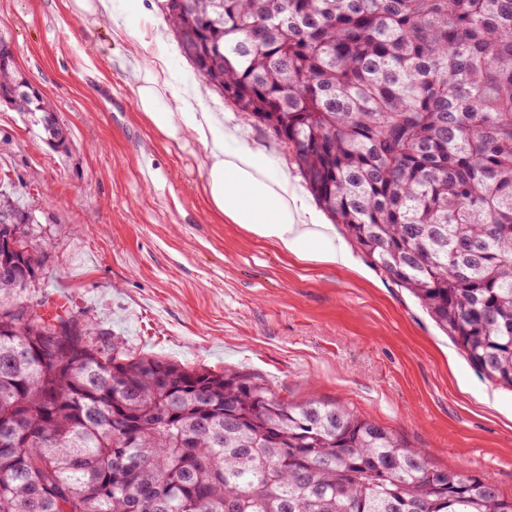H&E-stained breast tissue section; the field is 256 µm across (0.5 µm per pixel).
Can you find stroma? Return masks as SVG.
<instances>
[{"instance_id":"obj_1","label":"stroma","mask_w":512,"mask_h":512,"mask_svg":"<svg viewBox=\"0 0 512 512\" xmlns=\"http://www.w3.org/2000/svg\"><path fill=\"white\" fill-rule=\"evenodd\" d=\"M65 3L0 0V37L68 132L54 143L38 115L0 105V186L26 205L19 232L41 251L20 300H45L50 316L66 309L139 355L240 368L294 404L347 403L435 466L476 471L512 497V391L479 375L362 251L355 271L292 261L213 215L204 146L165 138L137 110L135 74L150 53ZM116 5L168 46L174 77L196 79L163 0ZM201 106L239 126L313 203L271 132L220 91L203 90Z\"/></svg>"}]
</instances>
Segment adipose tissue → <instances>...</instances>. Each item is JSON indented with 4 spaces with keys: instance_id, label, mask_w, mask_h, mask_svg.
Returning <instances> with one entry per match:
<instances>
[{
    "instance_id": "adipose-tissue-1",
    "label": "adipose tissue",
    "mask_w": 512,
    "mask_h": 512,
    "mask_svg": "<svg viewBox=\"0 0 512 512\" xmlns=\"http://www.w3.org/2000/svg\"><path fill=\"white\" fill-rule=\"evenodd\" d=\"M164 55L136 78V106L163 136H192L208 152L204 193L210 211L273 245L287 258L349 269L357 262L332 225L321 221L290 186L287 171L270 166L237 127L212 112L198 111V95L163 78Z\"/></svg>"
}]
</instances>
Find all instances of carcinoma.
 <instances>
[{"label":"carcinoma","instance_id":"cac0c4a2","mask_svg":"<svg viewBox=\"0 0 512 512\" xmlns=\"http://www.w3.org/2000/svg\"><path fill=\"white\" fill-rule=\"evenodd\" d=\"M203 81L271 131L319 206L512 390V0H165ZM0 99L53 111L4 58ZM0 237L31 220L0 193ZM0 250V512H512L347 404L59 335Z\"/></svg>","mask_w":512,"mask_h":512}]
</instances>
